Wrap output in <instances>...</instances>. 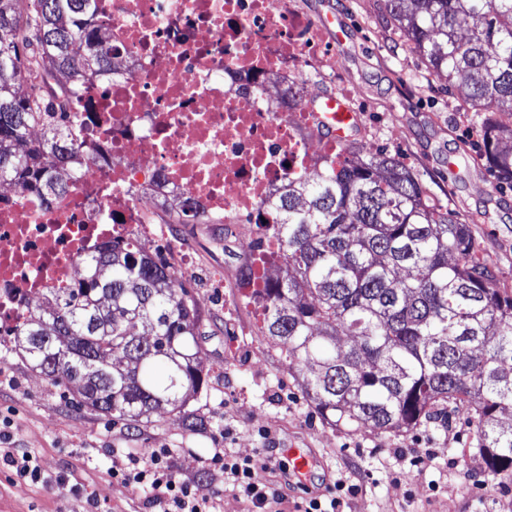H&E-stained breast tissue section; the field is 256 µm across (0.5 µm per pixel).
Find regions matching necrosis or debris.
Masks as SVG:
<instances>
[{
	"instance_id": "4bbe7bcc",
	"label": "necrosis or debris",
	"mask_w": 512,
	"mask_h": 512,
	"mask_svg": "<svg viewBox=\"0 0 512 512\" xmlns=\"http://www.w3.org/2000/svg\"><path fill=\"white\" fill-rule=\"evenodd\" d=\"M112 59L80 112L93 137L63 199L0 190V325L49 288L78 284L79 260L112 239L145 240L159 197L172 222L213 224L243 244L247 223L288 178L336 147L299 90L306 67L335 68L317 24L293 0H97Z\"/></svg>"
}]
</instances>
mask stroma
<instances>
[{
	"mask_svg": "<svg viewBox=\"0 0 512 512\" xmlns=\"http://www.w3.org/2000/svg\"><path fill=\"white\" fill-rule=\"evenodd\" d=\"M336 51L335 78L311 69L309 98L352 91L347 103L359 121L349 142L382 151L410 168L433 209L469 224L477 255L500 287L512 292V187L498 184L482 156V131L461 111L445 78L428 72L395 30L379 0H296ZM192 254L178 273L196 301L203 333L205 386L187 409L199 422L160 410L137 427L81 406L75 391L50 384L0 343V412H11L18 445L43 470L67 472L105 512H153L150 494L110 476L112 449L168 448L183 478L200 482L213 512H253L209 465L215 449L253 458L258 477L275 481L257 456L260 448H312L323 457L311 480L346 477L357 491L344 512H512V480L488 478L475 425L458 410L446 426L410 433L355 432L323 422L279 346L262 331V309L225 287L234 256L206 228L172 225L168 236L147 240V251ZM79 499L12 474L0 458V512H82Z\"/></svg>",
	"mask_w": 512,
	"mask_h": 512,
	"instance_id": "1",
	"label": "stroma"
}]
</instances>
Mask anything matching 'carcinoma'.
I'll return each mask as SVG.
<instances>
[{
  "label": "carcinoma",
  "mask_w": 512,
  "mask_h": 512,
  "mask_svg": "<svg viewBox=\"0 0 512 512\" xmlns=\"http://www.w3.org/2000/svg\"><path fill=\"white\" fill-rule=\"evenodd\" d=\"M96 0H0V182L45 201L76 169L84 82L112 70L98 48ZM429 69L448 77L483 130V157L512 179V0H382ZM258 232L286 259L261 294L264 333L307 371L320 416L351 430L411 432L477 415V454L512 476V292L476 257L468 225L424 202L414 174L360 149L290 178ZM76 288L49 291L0 329L31 367L75 387L80 403L137 424L183 411L205 384L198 310L163 249L112 245L83 256ZM351 338L343 349L341 337Z\"/></svg>",
  "instance_id": "1"
}]
</instances>
